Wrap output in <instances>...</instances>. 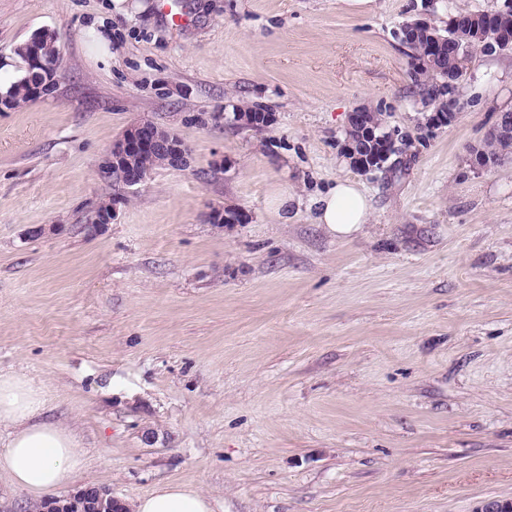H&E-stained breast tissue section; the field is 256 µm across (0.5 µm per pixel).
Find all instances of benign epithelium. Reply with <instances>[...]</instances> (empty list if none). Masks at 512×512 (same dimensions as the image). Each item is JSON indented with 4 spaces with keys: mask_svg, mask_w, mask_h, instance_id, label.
Instances as JSON below:
<instances>
[{
    "mask_svg": "<svg viewBox=\"0 0 512 512\" xmlns=\"http://www.w3.org/2000/svg\"><path fill=\"white\" fill-rule=\"evenodd\" d=\"M403 37L415 38L429 41L430 50L436 51V47L442 45V39L433 33V22L430 18L417 19L410 28L403 31ZM41 35L37 34L28 42L29 62L42 74L52 72V65L47 63L38 45ZM458 117L454 109L435 111L428 114L424 125L430 131L442 129L453 124ZM348 126L359 130V136L346 137L342 145L344 153L349 157L356 170L366 173L382 165L385 152L367 150L359 145V142L379 141L388 144L396 141L395 136L382 137L375 135L373 127L368 123L365 112L357 108L349 113ZM153 127L149 122H140L131 126L123 136L112 144L103 163L107 177H111L128 187L142 184L148 177V173L135 168L131 164V156L136 152L155 150L167 156L168 162L177 166L187 165L189 150L178 139L170 133L164 138L152 136L148 131ZM116 213V201L108 199L103 201L97 208L94 225L101 227L112 223ZM123 501L112 494V489L104 484H88L78 487L65 495L63 498L48 499L47 506L43 512H125L121 509ZM473 512H512V499H486L473 510Z\"/></svg>",
    "mask_w": 512,
    "mask_h": 512,
    "instance_id": "1",
    "label": "benign epithelium"
}]
</instances>
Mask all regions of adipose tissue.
<instances>
[{
  "label": "adipose tissue",
  "mask_w": 512,
  "mask_h": 512,
  "mask_svg": "<svg viewBox=\"0 0 512 512\" xmlns=\"http://www.w3.org/2000/svg\"><path fill=\"white\" fill-rule=\"evenodd\" d=\"M316 204L317 223L336 238L358 234L370 215L359 183L347 178ZM44 412V393L28 375L0 372V478L33 504L70 486L83 465L75 428L46 419ZM133 512H215V503L197 488L162 483L137 500Z\"/></svg>",
  "instance_id": "adipose-tissue-1"
}]
</instances>
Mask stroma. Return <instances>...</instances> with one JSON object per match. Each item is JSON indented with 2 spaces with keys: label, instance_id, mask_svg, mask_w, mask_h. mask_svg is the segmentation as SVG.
Segmentation results:
<instances>
[{
  "label": "stroma",
  "instance_id": "1",
  "mask_svg": "<svg viewBox=\"0 0 512 512\" xmlns=\"http://www.w3.org/2000/svg\"><path fill=\"white\" fill-rule=\"evenodd\" d=\"M503 3L0 0V90L37 32L60 50L55 88L0 112V370L78 427L80 484L131 503L178 482L217 512L512 498V159L478 170L469 153L512 110V52L475 53L457 121L418 139L398 37ZM243 101L271 123L236 126ZM360 105L412 133L397 170L343 154ZM146 121L187 166L106 178ZM345 177L371 210L339 240L315 201ZM108 198L116 216L93 228ZM153 126L156 125L149 122L134 124L112 144L101 166L107 177H112L128 187L138 186L145 182L149 173L136 169L131 164V156L136 152L146 150H155L165 154L168 162L174 166L184 167L187 165L188 148L171 132L164 138L156 135L149 136L147 132Z\"/></svg>",
  "mask_w": 512,
  "mask_h": 512
}]
</instances>
